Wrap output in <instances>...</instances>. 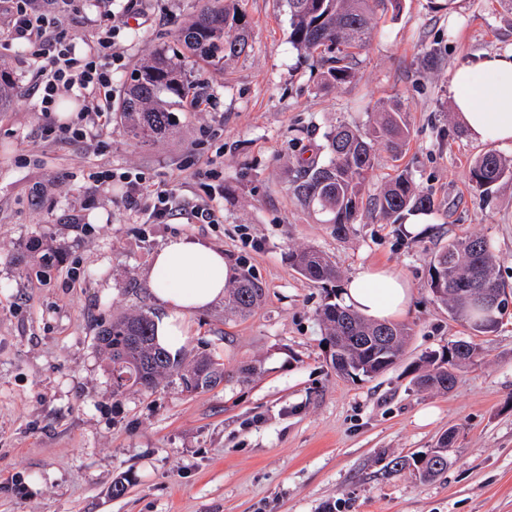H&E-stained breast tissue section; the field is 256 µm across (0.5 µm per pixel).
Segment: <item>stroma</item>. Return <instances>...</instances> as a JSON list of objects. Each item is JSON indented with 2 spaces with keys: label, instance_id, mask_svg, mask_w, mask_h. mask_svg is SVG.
<instances>
[{
  "label": "stroma",
  "instance_id": "1",
  "mask_svg": "<svg viewBox=\"0 0 512 512\" xmlns=\"http://www.w3.org/2000/svg\"><path fill=\"white\" fill-rule=\"evenodd\" d=\"M194 6L75 0L66 26L81 57L106 13H125L109 87L117 104L133 69L171 43ZM241 8L246 54L220 73L186 59L206 80V103L182 107L173 134L154 143L130 139L117 116L98 130L76 89L64 98L85 139H44L38 56L25 45L0 52L14 84L0 112V512H512V307L495 332L475 337L427 285L433 252L479 234L512 290V180L485 200L470 182L477 156L494 151L511 162L512 148L472 140L451 92L462 64L512 49V8L505 0L377 6L355 77L340 85L289 44L285 0ZM390 104L400 105L410 139L399 154L376 146L369 189L405 172L434 207L415 227L365 210L336 236L289 194V171L321 157L337 124H368ZM123 172L155 188L178 185L182 200L208 201L224 219L146 223L116 179ZM174 235L223 249L264 298L243 316L219 302L191 317L181 354L222 363L218 386L190 393L165 381L113 394L98 332L122 315H159L150 260ZM36 247L64 253L42 279L31 270ZM303 247L329 256L345 281L371 266L411 281L401 318L411 336L388 371L354 381L331 366L322 290L288 259ZM470 337L479 357L452 390L417 387L413 364ZM427 408L434 416L424 423ZM448 431L455 440L441 476L394 469ZM118 481L126 491L116 497Z\"/></svg>",
  "mask_w": 512,
  "mask_h": 512
}]
</instances>
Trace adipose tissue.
Listing matches in <instances>:
<instances>
[{
    "label": "adipose tissue",
    "mask_w": 512,
    "mask_h": 512,
    "mask_svg": "<svg viewBox=\"0 0 512 512\" xmlns=\"http://www.w3.org/2000/svg\"><path fill=\"white\" fill-rule=\"evenodd\" d=\"M453 107L473 139L512 145V51L459 70ZM230 277L222 251L170 237L156 251L150 272L151 293L167 310L155 322L157 343L173 353L180 350L189 317L222 300ZM343 295L365 318L390 321L405 313L412 288L391 270L365 268L350 278Z\"/></svg>",
    "instance_id": "ef3b65f1"
}]
</instances>
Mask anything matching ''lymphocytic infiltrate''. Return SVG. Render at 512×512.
I'll use <instances>...</instances> for the list:
<instances>
[{"label":"lymphocytic infiltrate","mask_w":512,"mask_h":512,"mask_svg":"<svg viewBox=\"0 0 512 512\" xmlns=\"http://www.w3.org/2000/svg\"><path fill=\"white\" fill-rule=\"evenodd\" d=\"M37 0H0V40L10 44L40 47L44 64L43 79L37 93V106L43 114H51L56 100L63 90L80 86L87 93L86 109L101 126H109V106L101 97L102 89L111 84V69L115 56L111 52L113 40L125 23L117 16L109 17L104 37L90 47L88 62L82 71H75V44L60 20L51 18L36 5ZM125 196L129 204H138L141 197H148L145 208L151 224H167L184 218L199 224H215L219 221L216 210L206 203L185 206L176 190L148 188L142 178L125 181Z\"/></svg>","instance_id":"1"}]
</instances>
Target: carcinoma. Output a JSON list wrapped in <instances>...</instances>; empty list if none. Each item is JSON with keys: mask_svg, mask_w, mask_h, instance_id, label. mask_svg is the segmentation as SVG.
<instances>
[{"mask_svg": "<svg viewBox=\"0 0 512 512\" xmlns=\"http://www.w3.org/2000/svg\"><path fill=\"white\" fill-rule=\"evenodd\" d=\"M240 0H196L195 15L174 36V45L155 50L130 76L119 104L127 135L138 142H151L175 128L174 106L199 96L198 84L182 67L188 54L215 68L244 54L249 47V28L239 9ZM378 0H286L290 17L289 40L299 51L315 56L327 67V77L342 84L354 77L350 66L353 50L363 48L376 25L374 4ZM10 72L0 65V110L11 96ZM410 131L395 105L383 108L380 117L364 127L339 124L326 136V159L298 162L289 180V193L301 204L331 224L336 235L356 223L364 199L384 220L398 223L413 212L433 208L430 196L418 191L408 175L401 173L378 192L369 194L368 175L377 144L398 154L407 144ZM473 188L486 199L494 186L512 179V164L487 152L474 160ZM292 265L323 292L319 316L331 345L333 367L351 378L372 379L402 356L410 336L403 324L371 322L341 298L340 272L321 252L312 248L291 251ZM428 285L442 288L435 300L448 308L455 319L475 334H489L512 302L496 270L490 240L483 235L454 239L436 251L428 263ZM264 288L250 272H243L224 289V309L244 315L263 298ZM99 346L111 362L112 391L129 385L154 390L172 375L187 391L212 388L224 380L221 364L203 357L187 370L180 361L155 342L154 320L138 313L112 320L97 336ZM478 356L472 340H456L440 351L420 358L421 374L416 384L424 389L448 391L458 373ZM423 479L433 478L448 468V452L437 451L411 457Z\"/></svg>", "mask_w": 512, "mask_h": 512, "instance_id": "carcinoma-1", "label": "carcinoma"}]
</instances>
